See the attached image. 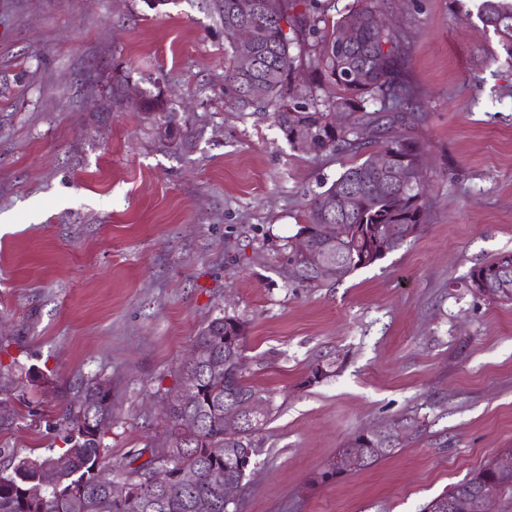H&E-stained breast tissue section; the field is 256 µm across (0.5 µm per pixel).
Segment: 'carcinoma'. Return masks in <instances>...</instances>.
<instances>
[{"instance_id": "obj_1", "label": "carcinoma", "mask_w": 512, "mask_h": 512, "mask_svg": "<svg viewBox=\"0 0 512 512\" xmlns=\"http://www.w3.org/2000/svg\"><path fill=\"white\" fill-rule=\"evenodd\" d=\"M295 0H224L221 17L224 34L233 38L238 25L249 22L253 40L269 66L243 73L237 65L235 43L225 60L224 101L238 109H262L270 112L274 124L288 144L299 151L322 155L348 152L361 157L330 186L318 194L299 234L307 236L310 249L321 248L327 241V219L350 226V235L336 244L332 273L324 277L309 269L303 254L289 255L292 270L303 271L295 281L307 286L339 283L354 271L385 258L371 254L373 239L381 231L391 237L388 252L407 243L396 229L414 228L419 233L425 223L427 199L419 187L424 176L412 174L406 186L386 187L380 191L376 159L385 154L410 171L422 144L412 137L390 136L393 124L404 122L402 113L388 116L382 123L375 117L359 131L352 125L338 127L331 116L339 112H357L366 96L377 93L390 97L402 86L397 53L401 35L385 25L379 0H363L336 23L329 25L312 10L299 18L294 14ZM476 16L482 25L499 35L502 46L512 58V0H479ZM317 38L318 51L309 58L312 72L323 77L336 93L321 102L292 105L290 84L298 69L309 38ZM309 132L308 144L301 145L296 131ZM381 140L378 149L372 143ZM352 193L347 211L336 209V197ZM247 327L236 316L222 314L202 327L194 344L210 353L211 364L190 367L181 373L198 375L197 392L188 402L173 401L165 407L170 447L143 448L125 463L102 469V442L112 424L110 389L99 381L82 386L74 403L66 406L62 420L64 442L68 448L60 453L37 457L17 456L10 471L0 474V512H195L200 498L214 501L213 512H230L224 508V483L238 479L237 466L225 457L227 448H251L259 445L258 436L271 408L255 416L252 430L228 435L224 432V402L230 396H246L257 389L244 379V341ZM218 365L214 370L211 365ZM186 418L200 422L197 437L179 439L178 425ZM378 427L358 433L349 448H363L372 466L390 456L400 442H387ZM64 456L67 464L56 471L55 481L41 486L40 468ZM165 464L175 477L167 488L159 490L143 483L142 477L154 466ZM197 474L196 483L186 488L177 474L183 470ZM139 484L133 500L117 501L110 489L114 474Z\"/></svg>"}]
</instances>
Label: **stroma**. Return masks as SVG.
<instances>
[{
  "label": "stroma",
  "mask_w": 512,
  "mask_h": 512,
  "mask_svg": "<svg viewBox=\"0 0 512 512\" xmlns=\"http://www.w3.org/2000/svg\"><path fill=\"white\" fill-rule=\"evenodd\" d=\"M402 33L393 134L424 145L427 220L337 284L294 281L314 197L358 158L294 150L224 102L222 0H0V426L11 455L61 449L79 383L112 395L107 461L166 444L162 407L198 331L248 326L245 379L272 411L237 512H421L512 448V303L471 268L512 251V61L473 0H385ZM165 95L180 135L139 102ZM329 377L308 383L314 362ZM414 416L372 467L317 475L359 431ZM505 254H509L512 257V252H503L498 254L493 260L482 263L469 272L465 284H463V288H468V281L476 274L481 275L484 274L486 277H491L493 271H495L496 266L499 264V260ZM469 291L472 295L477 298L486 299L489 301H494L499 299L500 292H498L497 288H493L490 285V281L485 277L481 278H473L470 280Z\"/></svg>",
  "instance_id": "stroma-1"
}]
</instances>
